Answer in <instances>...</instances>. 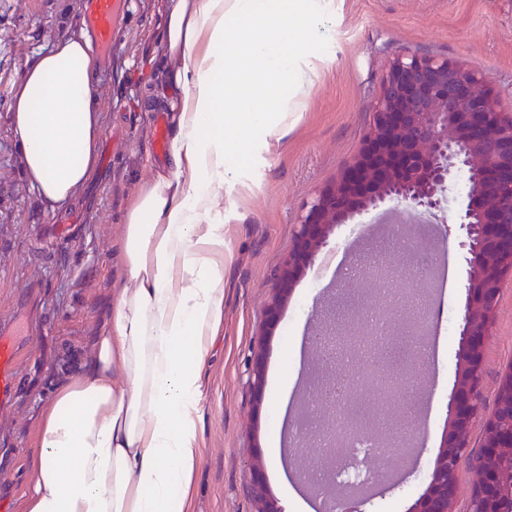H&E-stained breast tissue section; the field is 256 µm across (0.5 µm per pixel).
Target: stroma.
Here are the masks:
<instances>
[{"label":"stroma","mask_w":512,"mask_h":512,"mask_svg":"<svg viewBox=\"0 0 512 512\" xmlns=\"http://www.w3.org/2000/svg\"><path fill=\"white\" fill-rule=\"evenodd\" d=\"M87 0H0V320L19 332L16 394L0 406V512H21L33 478L39 413L68 374L62 356L91 357V339L105 323L113 288L124 276L125 213L141 190L166 172L169 149H157L155 116L183 96L166 74L172 62L161 38L164 0H124L111 49L95 47L93 67L102 103L103 135L94 176L75 198L42 205L27 185L20 147L11 130L12 94L27 61L57 38L81 29ZM330 34L303 38L291 55L315 70L297 95L304 109L279 146L245 167L241 182L223 190L224 326L204 369L200 401L201 461L192 512H255L250 495L251 454L268 458L285 417H298L305 372L290 374V352L317 322L323 289H310L315 269L295 284L278 325L263 333L265 311L277 291L274 273L293 244L296 222L314 193L335 180L359 150L371 103L393 58L405 48L422 56L465 61L488 73L502 111L512 113V0H324ZM463 193L453 191L440 224H422L421 238L448 241L455 268L444 302L432 283L420 305H440L457 320L464 301L465 263L455 224ZM263 348L265 387L254 401L249 383L253 350ZM456 339L440 354L436 376L414 377L418 398L435 393L427 445L417 475L429 471L446 418ZM512 364V277L498 305L485 354V397ZM290 383V413L276 404L275 381ZM266 478L284 512L310 492L291 460Z\"/></svg>","instance_id":"35a3bbf8"}]
</instances>
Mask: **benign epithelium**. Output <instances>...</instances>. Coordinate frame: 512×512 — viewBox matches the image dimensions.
<instances>
[{
  "label": "benign epithelium",
  "instance_id": "7a95c632",
  "mask_svg": "<svg viewBox=\"0 0 512 512\" xmlns=\"http://www.w3.org/2000/svg\"><path fill=\"white\" fill-rule=\"evenodd\" d=\"M461 172L467 176V204L459 216V247L466 253L467 270L457 361L439 448L406 512H458L464 460L470 473L465 512H500L502 490L512 493V365L501 373L489 409L483 382L501 291L512 274V114L500 110L487 73L460 60L421 57L409 49L391 61L358 152L299 216L293 246L276 272L278 293L266 308L269 330L280 320L297 279L338 225L385 206L436 218ZM319 323L321 335L335 342L354 326L348 313ZM416 363L408 356L396 368L398 393H406ZM264 375L259 348L250 369L258 399ZM476 427L480 437L474 445ZM250 490L256 512H283L257 455ZM371 500L350 492L337 512H370Z\"/></svg>",
  "mask_w": 512,
  "mask_h": 512
}]
</instances>
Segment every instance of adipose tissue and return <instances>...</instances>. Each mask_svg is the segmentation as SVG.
Listing matches in <instances>:
<instances>
[{
    "instance_id": "obj_1",
    "label": "adipose tissue",
    "mask_w": 512,
    "mask_h": 512,
    "mask_svg": "<svg viewBox=\"0 0 512 512\" xmlns=\"http://www.w3.org/2000/svg\"><path fill=\"white\" fill-rule=\"evenodd\" d=\"M302 34L327 36L319 0H166L168 78L184 91L170 169L126 213L125 278L90 360L40 416L23 512H189L202 368L224 322V227L211 214L219 188L291 130L305 72L289 46ZM92 55L86 31L68 34L13 88L22 170L51 207L97 169Z\"/></svg>"
}]
</instances>
